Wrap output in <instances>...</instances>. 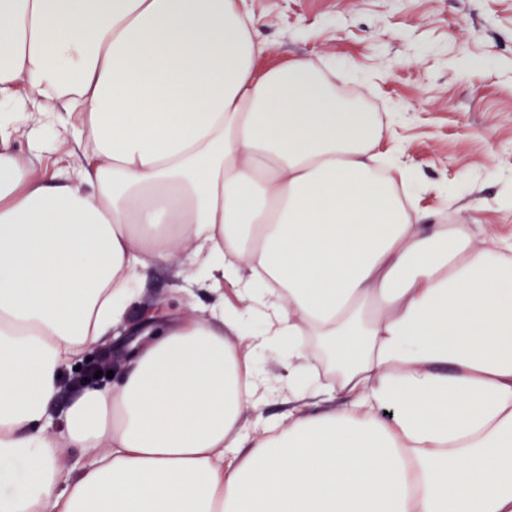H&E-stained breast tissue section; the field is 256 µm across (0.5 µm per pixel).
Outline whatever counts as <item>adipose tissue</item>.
<instances>
[{
	"mask_svg": "<svg viewBox=\"0 0 512 512\" xmlns=\"http://www.w3.org/2000/svg\"><path fill=\"white\" fill-rule=\"evenodd\" d=\"M252 25L239 0H0V102L84 134L51 173L0 113V512H512V240L423 223L374 172L379 118L312 60L257 69ZM179 250L208 315L146 327L55 433L60 374ZM312 359L333 376L297 389Z\"/></svg>",
	"mask_w": 512,
	"mask_h": 512,
	"instance_id": "ef3b65f1",
	"label": "adipose tissue"
}]
</instances>
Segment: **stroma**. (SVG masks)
<instances>
[{
    "instance_id": "35a3bbf8",
    "label": "stroma",
    "mask_w": 512,
    "mask_h": 512,
    "mask_svg": "<svg viewBox=\"0 0 512 512\" xmlns=\"http://www.w3.org/2000/svg\"><path fill=\"white\" fill-rule=\"evenodd\" d=\"M264 69L296 58L336 70L337 90L387 112L375 151L410 176L411 203L434 224H469L476 238H512V0H245ZM15 146L29 132L47 165L70 158L76 134L58 113L19 115ZM180 259L147 272L119 338L88 355L120 383L130 346L149 319L200 315L214 294L187 288Z\"/></svg>"
}]
</instances>
